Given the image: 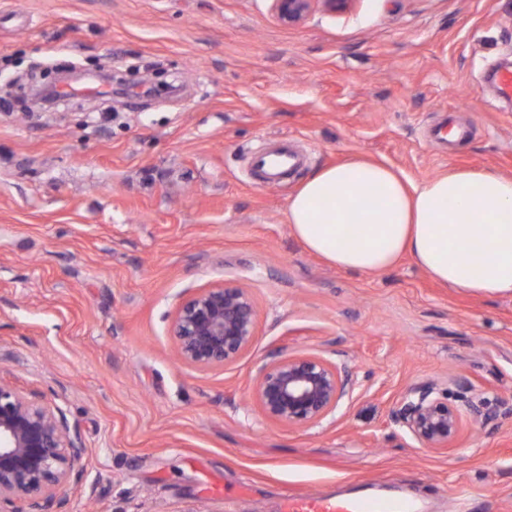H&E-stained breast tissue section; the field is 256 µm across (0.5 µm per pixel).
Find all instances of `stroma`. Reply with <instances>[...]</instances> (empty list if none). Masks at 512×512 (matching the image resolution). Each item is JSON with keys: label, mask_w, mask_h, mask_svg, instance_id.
I'll return each instance as SVG.
<instances>
[{"label": "stroma", "mask_w": 512, "mask_h": 512, "mask_svg": "<svg viewBox=\"0 0 512 512\" xmlns=\"http://www.w3.org/2000/svg\"><path fill=\"white\" fill-rule=\"evenodd\" d=\"M124 65L137 93L0 103V380L65 409L86 449L66 512H281L286 494L402 490L425 512H512V296L441 285L409 257L377 274L307 251L289 197L351 158L418 184L451 167L512 176V0H355L288 26L268 0H0V79ZM470 127L458 143L437 126ZM301 165L274 187L252 152ZM248 288L251 349L221 368L174 355L199 289ZM317 354L351 382L335 414L288 427L262 365ZM448 391L445 451L391 413Z\"/></svg>", "instance_id": "stroma-1"}]
</instances>
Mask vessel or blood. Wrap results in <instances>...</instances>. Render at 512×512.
Returning <instances> with one entry per match:
<instances>
[{
	"label": "vessel or blood",
	"mask_w": 512,
	"mask_h": 512,
	"mask_svg": "<svg viewBox=\"0 0 512 512\" xmlns=\"http://www.w3.org/2000/svg\"><path fill=\"white\" fill-rule=\"evenodd\" d=\"M298 156L285 147L271 148L257 154L253 165L269 181L279 180L281 174L295 167ZM286 512H417L415 503L403 496L364 494L334 498L313 494L287 499Z\"/></svg>",
	"instance_id": "obj_1"
}]
</instances>
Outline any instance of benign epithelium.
I'll return each mask as SVG.
<instances>
[{
	"instance_id": "7a95c632",
	"label": "benign epithelium",
	"mask_w": 512,
	"mask_h": 512,
	"mask_svg": "<svg viewBox=\"0 0 512 512\" xmlns=\"http://www.w3.org/2000/svg\"><path fill=\"white\" fill-rule=\"evenodd\" d=\"M354 0H271L287 25L313 11L344 12ZM180 361L200 369L220 368L240 358L257 333V309L248 290L225 283L200 289L172 319ZM346 380L318 355H286L260 369L255 396L263 412L288 426L315 425L336 412ZM395 421L425 448H449L464 427L460 409L431 386L406 393ZM86 448L64 409L45 404L0 381V512H50L64 501L59 489L82 473Z\"/></svg>"
}]
</instances>
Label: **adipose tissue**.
Here are the masks:
<instances>
[{
  "instance_id": "obj_1",
  "label": "adipose tissue",
  "mask_w": 512,
  "mask_h": 512,
  "mask_svg": "<svg viewBox=\"0 0 512 512\" xmlns=\"http://www.w3.org/2000/svg\"><path fill=\"white\" fill-rule=\"evenodd\" d=\"M296 239L330 265L374 274L404 255L433 280L512 295V177L463 169L411 185L353 159L307 177L287 205ZM358 232L347 241L346 227Z\"/></svg>"
}]
</instances>
